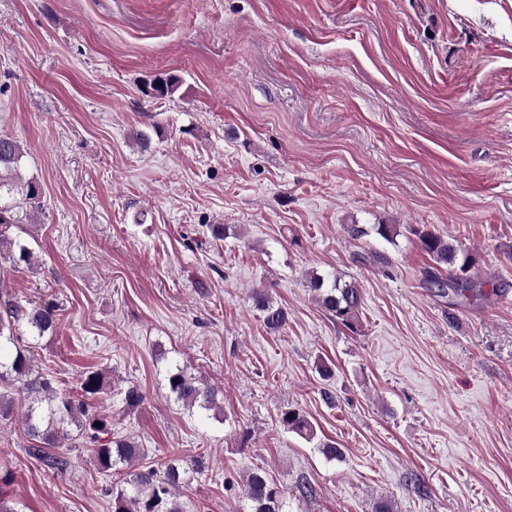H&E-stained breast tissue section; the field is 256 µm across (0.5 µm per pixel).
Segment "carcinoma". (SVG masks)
<instances>
[{"mask_svg": "<svg viewBox=\"0 0 512 512\" xmlns=\"http://www.w3.org/2000/svg\"><path fill=\"white\" fill-rule=\"evenodd\" d=\"M180 88L179 79L170 76L152 86L153 96L160 99L174 94ZM22 148L10 135H0V261H9L15 268L34 262V251L13 229L22 223V215L41 209L42 188L35 180L22 181L19 166ZM348 232L354 238L375 233L386 242H393L394 224H374L367 229L358 224L350 225ZM421 248L440 268L451 266L454 273L444 279L434 271L426 274L427 282L442 293L466 296L482 293L484 282L470 275L471 261L466 255L458 256L457 250L441 237L430 231L419 233ZM311 288L317 292V301L336 322L348 329L359 322L362 297L358 288L350 283L334 279L325 285L324 279L313 277ZM256 308L263 313V320L270 330L281 329L288 320L287 312L276 307L262 292H253ZM59 304L51 295L22 304L7 299L0 311V349L8 348L6 360H0V383L16 388L24 395V411L21 412L27 432L36 445L28 453L51 469L63 470L69 461L58 455H49L48 449L59 448L68 437L64 425L76 426L82 438V447L98 468L104 472L132 469L144 456V449L128 437H116L112 433V416L90 406L88 400L112 389V381L98 370L85 371L79 379L77 393L55 386L53 379L36 370L32 355V339L53 336L57 332ZM167 386L174 400L187 409L219 411L220 390L178 368L169 373ZM280 422L289 431L302 438L314 437V427L303 411L284 410ZM194 468H183L165 461L145 470H132L126 486L105 488L112 494V512H180L177 492ZM245 495L251 502L252 512H282L280 491L262 469L249 474L245 483Z\"/></svg>", "mask_w": 512, "mask_h": 512, "instance_id": "carcinoma-1", "label": "carcinoma"}]
</instances>
